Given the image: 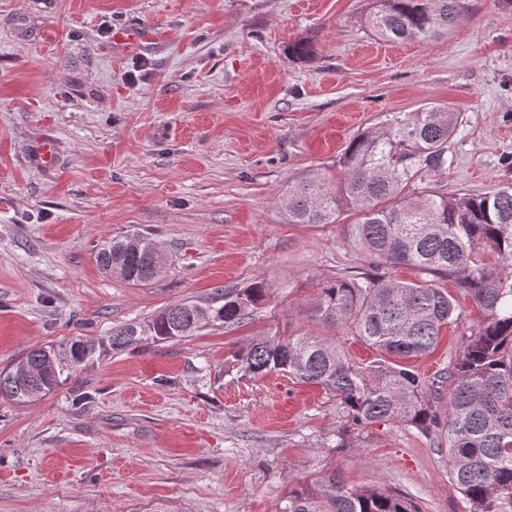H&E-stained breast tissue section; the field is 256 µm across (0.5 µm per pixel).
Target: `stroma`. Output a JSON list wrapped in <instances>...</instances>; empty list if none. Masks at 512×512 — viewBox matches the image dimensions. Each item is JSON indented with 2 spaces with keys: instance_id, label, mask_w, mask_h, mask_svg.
<instances>
[{
  "instance_id": "35a3bbf8",
  "label": "stroma",
  "mask_w": 512,
  "mask_h": 512,
  "mask_svg": "<svg viewBox=\"0 0 512 512\" xmlns=\"http://www.w3.org/2000/svg\"><path fill=\"white\" fill-rule=\"evenodd\" d=\"M470 5L448 38L393 43L366 27L371 0H0V368L218 288H277L240 328L107 355L24 406L0 398V512H275L289 480L331 470L465 512L447 444L378 422L331 450L333 394L228 361L259 337L336 335L311 306L363 260L341 225L289 223L282 195L337 177L386 113L459 112L432 186L512 184V0ZM131 233L166 254L163 278L99 269L98 247ZM458 314L413 360L421 375L459 354L477 311L465 298Z\"/></svg>"
}]
</instances>
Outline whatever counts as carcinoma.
Segmentation results:
<instances>
[{
	"label": "carcinoma",
	"instance_id": "obj_1",
	"mask_svg": "<svg viewBox=\"0 0 512 512\" xmlns=\"http://www.w3.org/2000/svg\"><path fill=\"white\" fill-rule=\"evenodd\" d=\"M367 27L389 42L437 41L460 24L468 0H373ZM459 113L443 106L394 113L347 146L336 181L310 176L288 188L290 224L344 225L365 266L326 282L312 317L348 329L378 351L357 363L337 338L304 333L263 337L233 352L243 376L281 372L317 385L339 401L345 429L393 422L448 442L449 475L467 512H512V186L484 195H450L423 185L446 169L448 139ZM490 251L500 263L481 255ZM97 263L125 282L147 285L167 273L149 238L132 234L102 244ZM398 267L451 281L479 316L448 368L427 378L400 363L432 352L441 329L458 320V304L428 280L400 281ZM275 289L264 281L217 290L206 305L182 302L112 328L105 339L72 337L33 348L0 370V397L29 403L77 376L109 353L136 352L146 342L180 341L200 329H233L263 308ZM448 388V416L436 404ZM276 512H418L415 502L387 485L350 486L332 470L311 482L291 480Z\"/></svg>",
	"mask_w": 512,
	"mask_h": 512
}]
</instances>
